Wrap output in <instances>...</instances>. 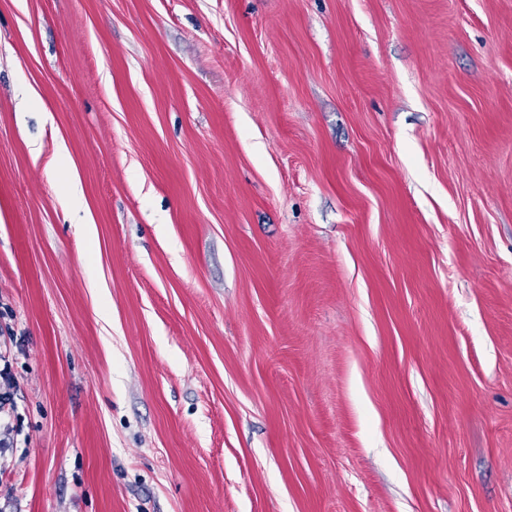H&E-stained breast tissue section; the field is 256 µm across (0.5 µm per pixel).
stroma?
Here are the masks:
<instances>
[{
	"instance_id": "1",
	"label": "stroma",
	"mask_w": 512,
	"mask_h": 512,
	"mask_svg": "<svg viewBox=\"0 0 512 512\" xmlns=\"http://www.w3.org/2000/svg\"><path fill=\"white\" fill-rule=\"evenodd\" d=\"M0 322V512H512V0H0ZM17 386V381L10 374L9 366L5 362L3 368L0 369V441L2 439V432L4 440H10L13 432V427L7 421L2 422V413L4 408L11 401V396ZM3 390V391H2Z\"/></svg>"
}]
</instances>
